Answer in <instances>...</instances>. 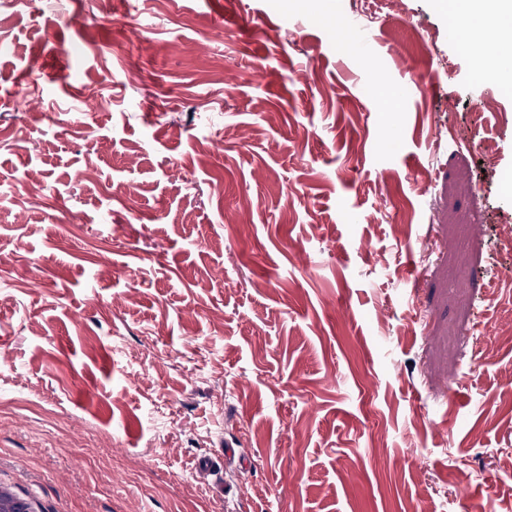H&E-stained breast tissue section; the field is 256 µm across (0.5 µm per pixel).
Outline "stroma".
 <instances>
[{"instance_id": "stroma-1", "label": "stroma", "mask_w": 512, "mask_h": 512, "mask_svg": "<svg viewBox=\"0 0 512 512\" xmlns=\"http://www.w3.org/2000/svg\"><path fill=\"white\" fill-rule=\"evenodd\" d=\"M371 2L365 56L349 0H0V479L40 512H512V92ZM234 453V448H219L214 454L200 456L195 465L197 474L200 477H214L215 482L222 485L224 480V458L227 459Z\"/></svg>"}]
</instances>
